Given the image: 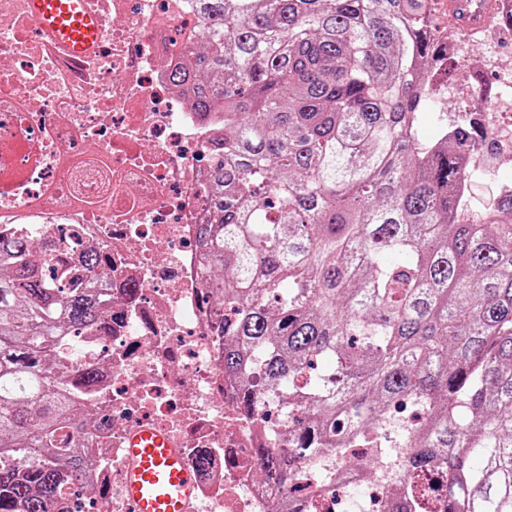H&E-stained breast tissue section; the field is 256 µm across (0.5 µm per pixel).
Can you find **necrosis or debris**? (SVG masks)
<instances>
[{"label": "necrosis or debris", "instance_id": "1", "mask_svg": "<svg viewBox=\"0 0 512 512\" xmlns=\"http://www.w3.org/2000/svg\"><path fill=\"white\" fill-rule=\"evenodd\" d=\"M187 0H88L100 44L77 58L32 19L29 0H0V235L56 257L58 282L87 288L82 258L112 271L104 322L79 331V367L93 369L80 434L85 476L58 494L60 512H130L122 482L131 434L154 428L181 449L196 485L187 512H277L283 484L262 466L263 415L244 416L216 329L224 305L204 301L197 241L209 220L224 115L201 116L171 86L180 47L197 34ZM455 107L485 138L463 154L466 176L512 167V69L503 87L465 80ZM301 483L307 512H383L389 482L361 462Z\"/></svg>", "mask_w": 512, "mask_h": 512}]
</instances>
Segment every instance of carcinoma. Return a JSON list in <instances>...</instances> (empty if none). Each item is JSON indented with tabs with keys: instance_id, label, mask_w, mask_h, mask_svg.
I'll return each instance as SVG.
<instances>
[{
	"instance_id": "obj_1",
	"label": "carcinoma",
	"mask_w": 512,
	"mask_h": 512,
	"mask_svg": "<svg viewBox=\"0 0 512 512\" xmlns=\"http://www.w3.org/2000/svg\"><path fill=\"white\" fill-rule=\"evenodd\" d=\"M203 47L170 80L224 110L203 259L224 269V370L250 416L276 391L293 454L386 462V512H512V190L460 219L468 124L423 143L426 0H190ZM88 277L110 275L95 254ZM105 317L63 292L22 237L0 238V512H55L82 463L77 383L47 356ZM286 485L305 471L271 448Z\"/></svg>"
}]
</instances>
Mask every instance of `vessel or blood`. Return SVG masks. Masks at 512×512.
<instances>
[{
  "mask_svg": "<svg viewBox=\"0 0 512 512\" xmlns=\"http://www.w3.org/2000/svg\"><path fill=\"white\" fill-rule=\"evenodd\" d=\"M449 23L469 35L486 31L496 0H447ZM34 21L71 54L85 56L98 46L99 19L86 0H29ZM125 488L134 512H185L194 477L182 454L151 428L129 439Z\"/></svg>",
  "mask_w": 512,
  "mask_h": 512,
  "instance_id": "b4317fda",
  "label": "vessel or blood"
}]
</instances>
